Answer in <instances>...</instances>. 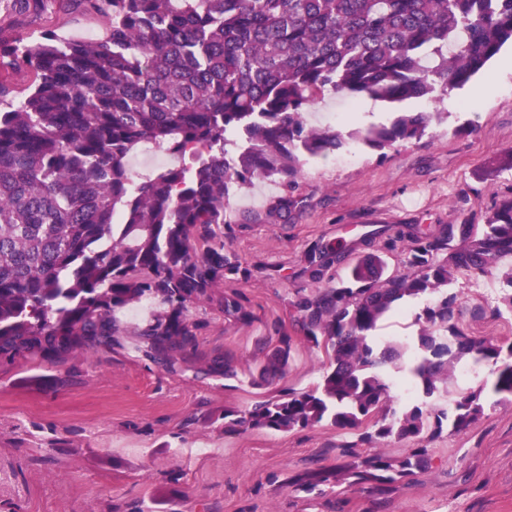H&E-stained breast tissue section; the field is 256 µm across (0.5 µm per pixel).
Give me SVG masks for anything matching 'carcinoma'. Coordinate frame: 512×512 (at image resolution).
<instances>
[{
	"label": "carcinoma",
	"instance_id": "carcinoma-1",
	"mask_svg": "<svg viewBox=\"0 0 512 512\" xmlns=\"http://www.w3.org/2000/svg\"><path fill=\"white\" fill-rule=\"evenodd\" d=\"M71 2L106 17V34L85 42L46 29L25 55L0 42V53L34 75L33 90L10 102L0 84V359L31 356L56 368L77 354L124 348L114 313L153 299L162 310L133 349L176 369L194 347L190 308L247 274L225 253L231 192L255 179L288 187L301 157L349 141L377 151L420 141L444 113L401 107L464 88L512 43V0ZM330 93L353 106L383 102L394 117L346 133L307 125V107ZM146 141L187 164L134 176L129 158ZM398 238L407 239L405 271L383 280L382 259L369 255L337 286L325 275L347 253L334 243L313 248V287L298 290L293 306L328 369L311 388L255 403L237 424L282 431L329 418L355 431L368 420L361 440L394 436L416 447L398 459L380 451L361 466L391 473L390 481L414 475L429 455L426 434L445 420L466 429L484 405L468 393L445 408L391 406L381 367L401 352L393 343L376 351L370 332L406 296L433 297L411 381L431 396L468 356L495 365V392L512 395V343L465 334L453 322L456 296L444 291L456 274L512 256V194L489 212L479 238L456 224ZM224 317L246 324L250 313L226 297ZM276 333L265 375L288 362L290 336ZM207 370L238 375L228 357ZM351 477H363L355 464L302 490Z\"/></svg>",
	"mask_w": 512,
	"mask_h": 512
}]
</instances>
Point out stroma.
<instances>
[{
	"mask_svg": "<svg viewBox=\"0 0 512 512\" xmlns=\"http://www.w3.org/2000/svg\"><path fill=\"white\" fill-rule=\"evenodd\" d=\"M0 0V32L26 40L50 27L61 36H103L102 16L75 11L68 0H42V11H6ZM512 58L505 45L474 85L433 102L445 120L413 144L383 151L341 148L303 159L290 188L255 180L231 197L224 241L251 271L227 279L214 298L190 312L195 346L180 371L126 350L73 357L57 369L39 360L0 362V512H512V396L492 390V366L458 362L447 391L424 398L397 384L395 405L452 401L453 391L480 393L483 414L469 428L443 427L428 445L427 464L395 482L366 479L328 486L313 496L292 479L351 465L339 445L353 442L360 456L406 454L395 438L362 442L357 432L330 421L307 428L268 431L237 425L255 402L284 389H303L325 371L323 353L294 325L297 289L310 287L308 254L318 243L349 250L350 261L374 253L386 275L404 269V242L387 249L370 230L436 229L448 224L482 227L502 196L512 193ZM489 84L491 96L477 97ZM391 119L388 106L350 111L346 100L325 95L306 113L313 125L343 130ZM294 206L287 218L274 207L281 196ZM512 257L486 273L458 276L451 284L454 320L475 337L512 341ZM240 296L248 324L224 317V299ZM416 314L383 320L376 340L406 346L411 363L420 329ZM291 338L282 374L257 378L277 345L275 325ZM231 355L234 379L208 375L212 359Z\"/></svg>",
	"mask_w": 512,
	"mask_h": 512,
	"instance_id": "1",
	"label": "stroma"
}]
</instances>
